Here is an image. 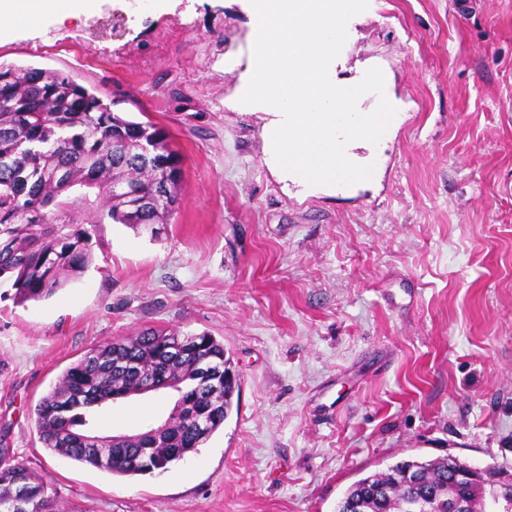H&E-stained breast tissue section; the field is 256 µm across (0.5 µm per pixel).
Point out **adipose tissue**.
<instances>
[{
  "label": "adipose tissue",
  "mask_w": 512,
  "mask_h": 512,
  "mask_svg": "<svg viewBox=\"0 0 512 512\" xmlns=\"http://www.w3.org/2000/svg\"><path fill=\"white\" fill-rule=\"evenodd\" d=\"M97 0H0V35L8 36L21 26L47 19L94 11Z\"/></svg>",
  "instance_id": "ef3b65f1"
}]
</instances>
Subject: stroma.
<instances>
[{"label": "stroma", "instance_id": "1", "mask_svg": "<svg viewBox=\"0 0 512 512\" xmlns=\"http://www.w3.org/2000/svg\"><path fill=\"white\" fill-rule=\"evenodd\" d=\"M245 0H99L16 29L0 64L61 71L179 156L158 238L92 232L94 261L52 297L0 285V449L58 512H334L362 476L453 456L512 474V0H369L335 74L377 64L402 124L359 156L356 190L307 195L265 162L260 115L224 106ZM155 327L224 344L238 412L165 472L120 477L52 454L35 408L89 350ZM174 403L133 396L102 435Z\"/></svg>", "mask_w": 512, "mask_h": 512}]
</instances>
